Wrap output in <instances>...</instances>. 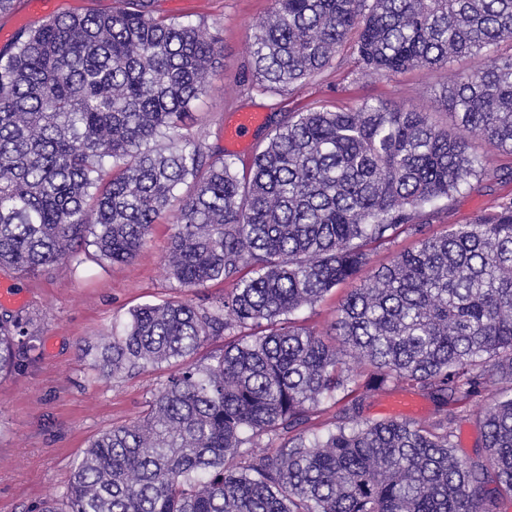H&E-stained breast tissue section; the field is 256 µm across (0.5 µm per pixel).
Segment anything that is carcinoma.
Masks as SVG:
<instances>
[{
  "instance_id": "obj_1",
  "label": "carcinoma",
  "mask_w": 512,
  "mask_h": 512,
  "mask_svg": "<svg viewBox=\"0 0 512 512\" xmlns=\"http://www.w3.org/2000/svg\"><path fill=\"white\" fill-rule=\"evenodd\" d=\"M148 2L63 13L0 50V267L127 262L178 200L168 277L230 289L213 309L136 307L87 350L103 377L183 366L141 419L91 441L41 512H505L512 199L439 236L422 217L486 174L471 138L512 156V52L499 50L512 0H273L249 47L252 89L302 84L352 35L364 72H438L452 123L368 100L290 114L242 177L186 133L217 27ZM471 56L478 72L454 71ZM403 232L419 245L375 268L329 330L292 318ZM217 336L224 347L194 359ZM23 337L0 316L1 376L33 349ZM396 389L427 394L436 416L361 419ZM339 392L348 406L314 431ZM482 394L481 448L460 455L448 406Z\"/></svg>"
}]
</instances>
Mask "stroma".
Instances as JSON below:
<instances>
[{
	"mask_svg": "<svg viewBox=\"0 0 512 512\" xmlns=\"http://www.w3.org/2000/svg\"><path fill=\"white\" fill-rule=\"evenodd\" d=\"M272 8V0H155L156 15L222 31L221 56L208 78V88L194 111L190 132L207 152L225 155L224 125L235 113L270 115L307 112L320 105L351 107L383 100L425 112L440 111L436 98L439 73L415 69L395 77L361 74L357 56L343 46L332 65L302 86L277 95L248 92L242 77L248 66V44L256 24ZM512 197V178L486 176L426 217L427 234L446 233L449 225L469 223L479 211ZM172 215L152 226L136 257L126 264L99 267L85 262L59 264L44 274L15 278L0 269V282L17 279L24 301L7 311L26 322L34 348L18 370L0 377V512H38L50 498L62 499L71 471L85 448L100 433L131 423L174 367L162 364L136 374L101 377L85 356L97 336L111 333L143 304L182 300L211 307L227 289L221 281L198 289L179 287L165 272L172 235ZM360 272L337 286L300 317L317 330H329L346 296L367 279ZM419 405L413 419L424 422L436 413L424 393L395 390L367 400L362 416L370 421L394 417L395 400Z\"/></svg>",
	"mask_w": 512,
	"mask_h": 512,
	"instance_id": "obj_1",
	"label": "stroma"
}]
</instances>
